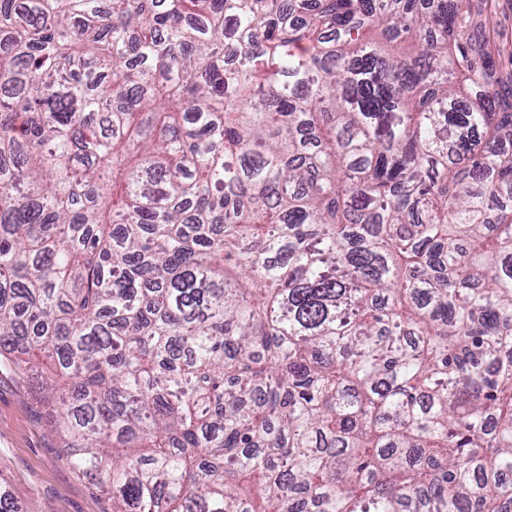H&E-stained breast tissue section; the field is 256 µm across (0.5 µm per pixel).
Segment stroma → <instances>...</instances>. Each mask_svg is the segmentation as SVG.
<instances>
[{
  "mask_svg": "<svg viewBox=\"0 0 512 512\" xmlns=\"http://www.w3.org/2000/svg\"><path fill=\"white\" fill-rule=\"evenodd\" d=\"M483 33L505 90H512V0H488ZM0 478L19 512H110L103 492L77 476L36 400L31 378L0 363Z\"/></svg>",
  "mask_w": 512,
  "mask_h": 512,
  "instance_id": "obj_1",
  "label": "stroma"
}]
</instances>
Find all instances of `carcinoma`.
Instances as JSON below:
<instances>
[{"instance_id":"carcinoma-1","label":"carcinoma","mask_w":512,"mask_h":512,"mask_svg":"<svg viewBox=\"0 0 512 512\" xmlns=\"http://www.w3.org/2000/svg\"><path fill=\"white\" fill-rule=\"evenodd\" d=\"M474 2L0 0V358L112 512H512Z\"/></svg>"}]
</instances>
